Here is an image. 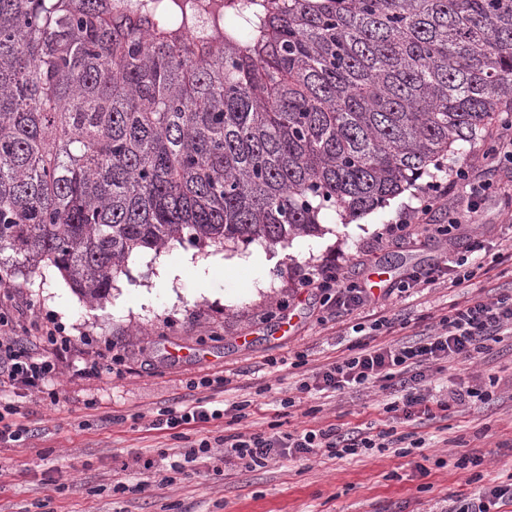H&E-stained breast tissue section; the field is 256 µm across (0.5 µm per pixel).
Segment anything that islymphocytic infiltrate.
Instances as JSON below:
<instances>
[{
  "mask_svg": "<svg viewBox=\"0 0 512 512\" xmlns=\"http://www.w3.org/2000/svg\"><path fill=\"white\" fill-rule=\"evenodd\" d=\"M495 141L491 153L483 155L481 162L454 166L447 183H428L417 205L406 206L397 219L377 236L374 247L383 249L400 242L433 240L454 236L462 224L470 222L484 199L499 196L503 187L491 178L492 171L500 165H512V119L504 120L492 133ZM447 207L448 222L432 223L431 214L440 207ZM483 264L478 259L460 257L431 268L426 273L412 272L404 279L401 290L436 283L447 278L449 287L457 288L475 277ZM300 287L322 294L326 301L353 313L368 300L365 289L343 285L336 264L322 265L317 271L307 273L299 281ZM17 288L10 277L0 275V392L16 395L48 393L59 373V365L76 351H83V374L100 376L123 375L127 357L116 352L104 354L96 347L93 337L75 343L67 328L52 315L29 321L23 330H15L3 312L4 305L15 302ZM512 334V293L488 301L479 297L454 304L447 316L440 318L432 332L414 341L387 345L357 342V354L334 361L300 384L305 392H344L382 384L389 390L392 400L386 411L401 413L403 421H413L416 414L426 419H436L438 413L448 412L452 406L477 400L488 402L491 394L487 387L448 386L445 392L434 393L432 378L442 372L449 361L467 363L477 354L489 350L499 342L501 333ZM28 335V342H21V335ZM245 403L216 408L203 404L166 408L160 411L153 426L172 431L185 425L207 423L223 417L238 422L244 419ZM405 435L396 429L378 431L376 434L349 430L330 425L293 432H237L210 440L201 437L181 446L179 458L169 465L168 473L157 476L161 485L173 483L176 474L182 473L185 464L212 456L214 445H221L224 453L221 463L246 471L266 467L269 462L291 457L307 460L322 453L336 457L356 455L372 448L389 449L404 443Z\"/></svg>",
  "mask_w": 512,
  "mask_h": 512,
  "instance_id": "f902f5d3",
  "label": "lymphocytic infiltrate"
}]
</instances>
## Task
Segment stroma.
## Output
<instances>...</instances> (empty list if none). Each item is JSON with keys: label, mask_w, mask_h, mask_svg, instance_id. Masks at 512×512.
<instances>
[{"label": "stroma", "mask_w": 512, "mask_h": 512, "mask_svg": "<svg viewBox=\"0 0 512 512\" xmlns=\"http://www.w3.org/2000/svg\"><path fill=\"white\" fill-rule=\"evenodd\" d=\"M416 185L386 207L351 223L326 212L322 231L288 244L174 246L162 253H133L99 306L85 305L52 268L0 266L21 287L28 305L16 325L48 313L74 339L98 336L130 359L123 377L88 378L75 365L62 368L55 397L20 399L19 422L36 429L25 445L0 447V512H431L445 498L466 499L479 489L512 480V335L472 363H449L435 375L447 380L496 376L490 403L452 407L447 417L394 424L384 406L387 391L310 395L298 386L312 371L347 356L345 328L380 317L394 320L382 343L410 341L431 331L450 305L468 297L512 292V265L477 273L464 287L438 282L385 299L392 283L414 271L466 253L474 241L512 251V206L504 198L483 203L474 227L455 239L372 251L368 245L400 209L415 204L427 185ZM333 260L345 283L369 289L371 300L353 314L327 316L320 295L299 288L304 273ZM208 377L212 386H199ZM293 398L294 407L280 402ZM249 401L238 429L291 431L330 424L378 432L390 427L413 434L407 456L393 450L343 458H281L252 472L187 465L170 485L155 483L143 462L162 467L176 441L151 430L167 407ZM481 456L459 468L458 458ZM129 469H122V462ZM128 490L113 493L116 482Z\"/></svg>", "instance_id": "stroma-1"}]
</instances>
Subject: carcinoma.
I'll return each mask as SVG.
<instances>
[{"instance_id":"cac0c4a2","label":"carcinoma","mask_w":512,"mask_h":512,"mask_svg":"<svg viewBox=\"0 0 512 512\" xmlns=\"http://www.w3.org/2000/svg\"><path fill=\"white\" fill-rule=\"evenodd\" d=\"M112 0H0V254L107 299L131 254L287 244L512 112V0H240L218 42Z\"/></svg>"}]
</instances>
